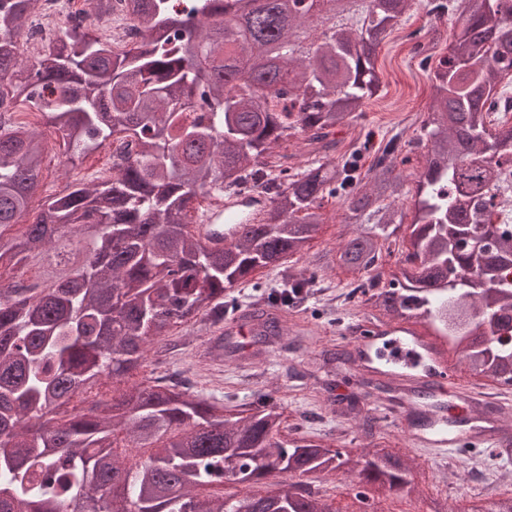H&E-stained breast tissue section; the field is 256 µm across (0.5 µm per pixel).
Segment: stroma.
I'll list each match as a JSON object with an SVG mask.
<instances>
[{"label": "stroma", "mask_w": 512, "mask_h": 512, "mask_svg": "<svg viewBox=\"0 0 512 512\" xmlns=\"http://www.w3.org/2000/svg\"><path fill=\"white\" fill-rule=\"evenodd\" d=\"M375 67L381 85L367 102L365 118L338 135L344 151L351 141L367 143L369 151L362 160L366 167L374 160L379 145L391 135L400 134L405 142L416 137L422 121L428 117L432 98L429 72L420 65L413 42H400L398 34H391L378 49ZM46 140L48 148L35 205L44 204L66 185L107 178L102 151L71 163L54 135H47ZM324 278V295L302 306L300 325L307 330V337L269 346L263 366L253 369L248 364L247 357L252 351L249 337H239L238 359L214 362L206 356L212 335L195 326H181L173 331L177 346L163 363L135 372L134 380H143L153 373L179 371L204 395L220 398L231 393L241 404L250 402L257 389L265 388L275 391L283 408L284 434L328 433L339 448H370L377 443L399 448L413 470L420 496L409 501L400 497L382 501L383 512H429L435 500L447 506L449 512H466L485 499L512 493V459L493 456L490 449L459 450L456 457L463 465L455 468L429 449L407 445L391 425L380 424L372 439L357 431L345 414L350 400H357L359 411L372 414L382 400L378 395L364 393L363 379L354 364L331 374L319 373L314 380L306 377L309 357L326 349L346 348V330L362 320L366 312L359 296L352 293L349 277L333 270L326 272Z\"/></svg>", "instance_id": "obj_1"}]
</instances>
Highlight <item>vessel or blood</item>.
<instances>
[{
    "label": "vessel or blood",
    "mask_w": 512,
    "mask_h": 512,
    "mask_svg": "<svg viewBox=\"0 0 512 512\" xmlns=\"http://www.w3.org/2000/svg\"><path fill=\"white\" fill-rule=\"evenodd\" d=\"M268 206L264 195L231 193L222 206L198 215L193 229L210 247L220 249L229 241L225 225L259 223ZM349 342L362 353L364 369L391 377L401 399L386 415L411 445L445 454L466 446L512 444V434L498 430L494 421L480 425L471 416L477 409L497 408L498 400L462 388L449 372L436 337L418 331L414 323L361 322L350 328ZM449 394L466 412L465 422L449 421Z\"/></svg>",
    "instance_id": "b4317fda"
}]
</instances>
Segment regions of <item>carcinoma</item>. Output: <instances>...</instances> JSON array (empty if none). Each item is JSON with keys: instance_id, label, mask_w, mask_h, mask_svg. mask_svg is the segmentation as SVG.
<instances>
[{"instance_id": "obj_1", "label": "carcinoma", "mask_w": 512, "mask_h": 512, "mask_svg": "<svg viewBox=\"0 0 512 512\" xmlns=\"http://www.w3.org/2000/svg\"><path fill=\"white\" fill-rule=\"evenodd\" d=\"M139 39L121 46L89 33L114 0H91L87 23L65 26L46 50L18 47L41 0H0V512H335L308 483L264 495L212 498L293 473H351L377 500L413 497L400 450L354 454L320 437L281 438V406L265 392L240 410L208 401L171 376L148 377L81 412V391L120 380L149 345L192 323L220 328L224 296L260 269H288L344 205L352 235L328 266L357 277L365 303L393 320L421 319L477 375L512 380V223L495 200L508 189L512 119V0H335L316 33V0H126ZM457 16L433 70L431 116L409 147L391 141L362 175L358 157H331L336 132L380 86L378 47L412 7ZM22 100L63 140L68 161L116 134L135 144L110 178L68 185L21 239L5 233L31 214L44 134L4 120ZM303 133L307 166L286 143ZM427 150L415 180L409 247L380 284L383 244L404 223L398 169ZM252 179L273 189L266 217L241 224L222 249L189 228L195 202ZM66 251L67 258L56 260ZM318 271L291 275L269 303L303 299ZM255 342L288 327L265 319ZM150 448L133 468L117 446Z\"/></svg>"}]
</instances>
